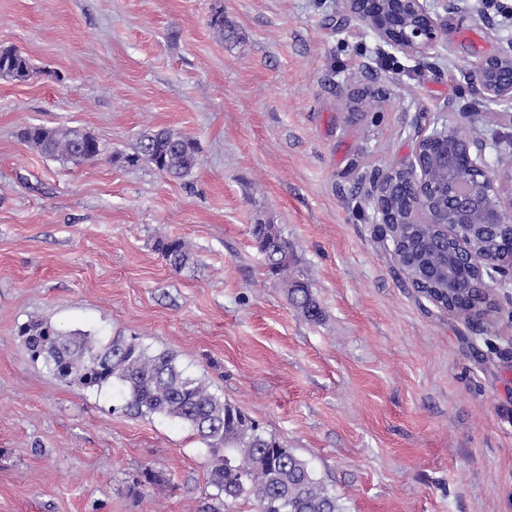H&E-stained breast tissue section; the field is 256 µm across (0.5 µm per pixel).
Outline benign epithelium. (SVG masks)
Returning <instances> with one entry per match:
<instances>
[{"mask_svg":"<svg viewBox=\"0 0 512 512\" xmlns=\"http://www.w3.org/2000/svg\"><path fill=\"white\" fill-rule=\"evenodd\" d=\"M342 7L370 30L376 39L411 54L435 49L448 29V15L483 18L482 0H340ZM475 97L476 109L465 113L467 121L443 122L416 131L412 156L385 170L362 174L359 184L365 202L382 224V240L411 285L438 308L471 327L482 323L491 309L479 304L475 293L485 292L496 301L498 291L512 288V162L492 166L486 149L512 154V138L492 131L480 133L474 116L490 124L509 121L511 112H495L492 104H512V37L500 39L490 55L459 71ZM349 108L372 106L370 93L352 89ZM403 186L406 207L398 215L391 207L389 189ZM435 228L427 245L435 249L452 240L457 244L452 269L438 278L436 290L419 287V273L402 263L405 225ZM497 239L500 256L472 251L471 234Z\"/></svg>","mask_w":512,"mask_h":512,"instance_id":"obj_1","label":"benign epithelium"}]
</instances>
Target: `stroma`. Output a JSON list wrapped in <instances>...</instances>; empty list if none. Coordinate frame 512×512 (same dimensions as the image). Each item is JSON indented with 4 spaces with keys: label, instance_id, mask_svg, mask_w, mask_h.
<instances>
[{
    "label": "stroma",
    "instance_id": "obj_1",
    "mask_svg": "<svg viewBox=\"0 0 512 512\" xmlns=\"http://www.w3.org/2000/svg\"><path fill=\"white\" fill-rule=\"evenodd\" d=\"M453 14L436 51L379 50L339 0H0V512H255L224 502L187 427L55 378L36 319L168 351L306 460L343 512H512V288L487 332L437 308L380 240L357 176L402 162L415 124L457 120L460 66L512 35ZM223 14L224 29L211 21ZM375 107L348 111L347 88ZM93 134L79 165L21 141ZM194 139L170 178L142 133ZM274 224L319 307L292 306L251 227ZM162 238L188 242L173 269ZM163 472L142 485L145 468ZM34 74L29 59L15 49H0V76L26 81ZM197 143L187 136L168 130L141 135L129 163L144 162L176 179L189 176L199 165Z\"/></svg>",
    "mask_w": 512,
    "mask_h": 512
}]
</instances>
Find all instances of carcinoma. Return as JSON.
Returning a JSON list of instances; mask_svg holds the SVG:
<instances>
[{
  "instance_id": "obj_1",
  "label": "carcinoma",
  "mask_w": 512,
  "mask_h": 512,
  "mask_svg": "<svg viewBox=\"0 0 512 512\" xmlns=\"http://www.w3.org/2000/svg\"><path fill=\"white\" fill-rule=\"evenodd\" d=\"M34 74L29 59L15 49H0V76L26 81ZM78 131L29 126L20 137L42 154L62 161H90L101 155L100 143ZM197 143L179 133L158 130L141 135L136 152L128 157L144 162L176 179L189 176L199 165ZM267 258L271 274L288 283L289 244L274 224H255L251 230ZM168 264L185 267L190 259L179 238L158 241ZM290 302L313 319L319 307L302 282L288 289ZM18 336L30 358L42 361L53 374L67 380L66 367L87 375L85 388L117 387L122 409L144 416H161L188 428L208 449L210 484L224 499L248 500L257 512H342L309 464L293 450L267 437L258 424L233 403L212 393L194 374L182 368L174 354L153 353L138 338L117 335L103 343L87 334L64 332L48 321L23 324Z\"/></svg>"
}]
</instances>
